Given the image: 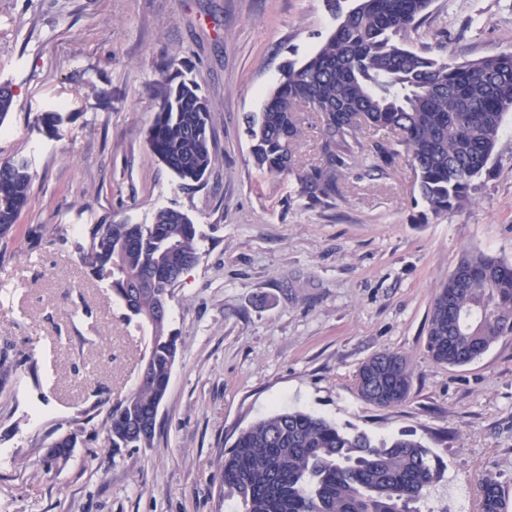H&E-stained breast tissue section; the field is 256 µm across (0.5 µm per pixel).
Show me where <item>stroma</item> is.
<instances>
[{
	"mask_svg": "<svg viewBox=\"0 0 512 512\" xmlns=\"http://www.w3.org/2000/svg\"><path fill=\"white\" fill-rule=\"evenodd\" d=\"M336 22L323 0H0V161H23L30 200L0 239V351L32 358L0 382V512H240L220 458L238 433L282 408L375 437L402 432L442 460L420 504L478 512L496 475L512 499V337L460 367L427 354L428 315L463 253L512 263V113L474 202L414 223L415 175L400 162L330 208L258 171L245 132L288 60L315 53ZM415 46L459 60L512 47V0H434ZM198 83L218 158L183 190L150 151L163 69ZM61 113L58 134L39 122ZM188 214L199 261L176 285L168 326L183 351L152 447L96 439L137 383L147 327L125 319L84 258L96 224ZM391 350L413 369L409 397L380 408L355 387ZM77 431L70 460L46 444Z\"/></svg>",
	"mask_w": 512,
	"mask_h": 512,
	"instance_id": "stroma-1",
	"label": "stroma"
}]
</instances>
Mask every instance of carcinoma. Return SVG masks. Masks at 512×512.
<instances>
[{
    "mask_svg": "<svg viewBox=\"0 0 512 512\" xmlns=\"http://www.w3.org/2000/svg\"><path fill=\"white\" fill-rule=\"evenodd\" d=\"M433 0H324L336 27L302 64L281 68L262 111L246 117L251 154L260 171L289 177L310 206L342 199L355 167L382 176L407 158L424 222L474 199L496 148L504 116L512 112V50L458 62L410 45ZM317 113L319 159L298 156L303 112ZM149 149L186 188L212 169L213 122L193 82L165 90L148 128ZM30 175L21 162L0 163V238L27 207ZM198 229L185 213L160 209L151 224H95L86 262L126 299L140 283L127 319L151 326L149 381L112 405L102 425L109 448H148L154 432L132 431L167 394L182 342L167 317H153L157 297L172 294L176 275L199 260ZM512 335V263L480 252L461 256L430 311L427 351L437 363L468 364ZM412 384L406 355L382 351L359 367V397L377 407L404 401ZM79 434L60 435L44 455L47 467L64 462L62 449ZM224 497L242 512H421L418 504L444 477L439 457L402 432L374 438L301 410L276 411L239 432L221 461ZM481 512H508L496 477L480 482Z\"/></svg>",
    "mask_w": 512,
    "mask_h": 512,
    "instance_id": "1",
    "label": "carcinoma"
}]
</instances>
